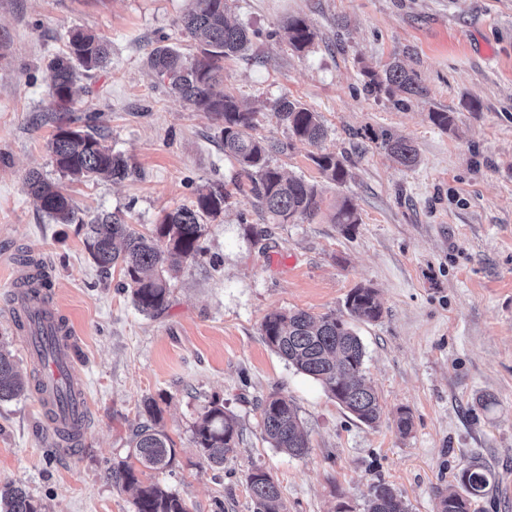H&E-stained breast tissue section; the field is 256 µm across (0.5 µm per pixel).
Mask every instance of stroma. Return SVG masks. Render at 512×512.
<instances>
[{
    "label": "stroma",
    "instance_id": "1",
    "mask_svg": "<svg viewBox=\"0 0 512 512\" xmlns=\"http://www.w3.org/2000/svg\"><path fill=\"white\" fill-rule=\"evenodd\" d=\"M187 0H0V340L27 383L37 370L10 313L25 260L48 276L53 304L75 336L87 382L90 424L68 450L51 439L34 391L0 402V485L25 487L45 512H135L134 493L112 469L129 458L131 431L155 399L176 443L171 470H140L184 497L190 512H254L245 472L276 480L285 512H365L385 483L410 512H436L437 494L476 459L498 482L471 512H512V0H233L232 18L253 48L224 63V89L258 108L256 132L287 140L273 104L288 96L319 112L327 151L346 157L350 179L329 183L296 143L272 165L318 184L319 211L273 224L249 191L207 220L204 252L171 281L165 308L138 311L120 269L103 272L77 224H57L26 194L37 170L63 183L80 216L123 212L145 232L165 212L191 205L199 187L242 181L225 155L221 121L194 111L148 67L166 43L195 51L179 19ZM316 32L292 50L288 17ZM112 45L108 62L85 72L76 116L95 114L132 173L118 183L62 180L48 141L58 123L49 96L52 58L73 29ZM399 62L424 97L394 108L366 91V70ZM454 116L451 129L430 115ZM409 138L415 167L394 163L369 137ZM360 222L335 223L343 199ZM373 288L377 321H352L364 371L383 414L372 426L340 407L316 380L266 344L275 310L346 316L352 289ZM288 397L308 435L293 457L264 438L258 405ZM223 403L240 431L223 467L201 456L193 429L206 406ZM412 428L400 434L398 409Z\"/></svg>",
    "mask_w": 512,
    "mask_h": 512
}]
</instances>
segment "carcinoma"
I'll return each instance as SVG.
<instances>
[{
    "label": "carcinoma",
    "mask_w": 512,
    "mask_h": 512,
    "mask_svg": "<svg viewBox=\"0 0 512 512\" xmlns=\"http://www.w3.org/2000/svg\"><path fill=\"white\" fill-rule=\"evenodd\" d=\"M230 0H191V7L180 19L181 26L196 41L197 53L190 63L172 46L152 49L148 63L156 76L168 82L170 91L198 112L222 121L224 153L233 157L250 182V192L258 207L276 224H295L319 210L318 185L302 178L287 177L270 166L269 156L285 154L291 142L267 141L253 134L257 111L244 109L234 96L217 90L224 83V59L247 51L252 45L247 30L228 19ZM291 48L303 53L316 37L306 19L293 17L285 26ZM110 54L107 40L82 30L69 32L67 50L51 62L50 97L56 108L65 110L79 92L80 70L102 67ZM368 92L383 94L400 108L411 98L424 93L415 74L394 62L382 72L366 71ZM277 120L288 127L295 140L320 147L326 129L319 113L286 97L273 107ZM80 118L60 119L49 150L57 170L73 181L114 182L130 173L128 161L112 152L106 136L91 128L77 126ZM380 147L398 164L412 167L419 155L413 143L388 132L372 135ZM321 174L334 184L348 176L346 159L334 152L311 155ZM25 192L57 224H85L86 242L95 263L103 271L119 265L138 310L149 315L164 307L170 296V281L183 263L202 254L204 219H215L228 206L232 193L223 184H209L198 190L189 206L166 213L146 233L127 223L119 212H102L84 222L72 198L62 186L31 172L25 180ZM335 223L354 225L359 217L348 201L335 214ZM346 309L353 319L373 322L381 308L371 288L353 289L346 298ZM268 346L298 372L321 383L336 403L359 421L373 425L382 415L377 391L364 371V345L350 323L334 314L316 317L304 311H273L262 323ZM26 386L17 364L6 345H0V402L24 395ZM144 412L151 424L141 425L130 440L131 456L141 467L164 471L176 456V444L157 426L161 414L158 403L148 398ZM265 438L275 448L292 456L308 448L297 409L285 396L272 395L261 403ZM239 431L234 418L224 412V405L211 402L194 432V442L201 455L213 466L221 467L234 452ZM114 483L134 489L135 512H189L186 500L157 484H143L134 467L122 462L112 469ZM244 479L254 502V512H283L278 486L260 467H253ZM458 490L439 493L437 512H470L473 501L485 497L497 483L496 473L488 466L470 461L455 475ZM0 512H41V505L22 487H0ZM366 512H409L403 499L388 485L378 484L367 501Z\"/></svg>",
    "instance_id": "1"
}]
</instances>
